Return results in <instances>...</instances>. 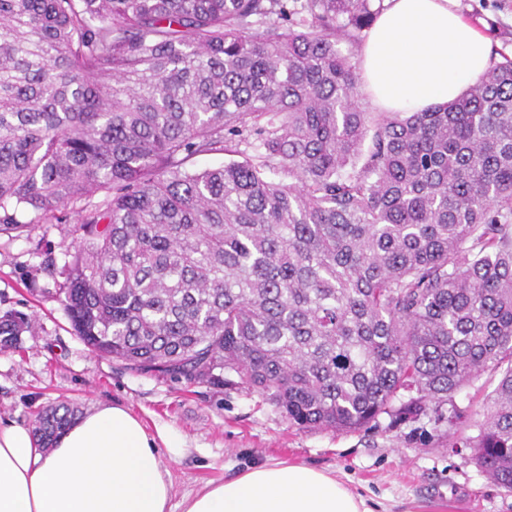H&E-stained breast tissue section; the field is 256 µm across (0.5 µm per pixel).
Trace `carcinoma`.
Returning <instances> with one entry per match:
<instances>
[{
    "label": "carcinoma",
    "instance_id": "cac0c4a2",
    "mask_svg": "<svg viewBox=\"0 0 512 512\" xmlns=\"http://www.w3.org/2000/svg\"><path fill=\"white\" fill-rule=\"evenodd\" d=\"M384 8L0 0V232L71 205L62 302L92 351L233 374L303 428L457 419L495 373L455 447L511 491L512 57L450 104L366 112L338 43ZM29 328L1 317L0 348ZM73 415L40 417L39 445Z\"/></svg>",
    "mask_w": 512,
    "mask_h": 512
}]
</instances>
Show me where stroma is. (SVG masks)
Instances as JSON below:
<instances>
[{
  "instance_id": "obj_1",
  "label": "stroma",
  "mask_w": 512,
  "mask_h": 512,
  "mask_svg": "<svg viewBox=\"0 0 512 512\" xmlns=\"http://www.w3.org/2000/svg\"><path fill=\"white\" fill-rule=\"evenodd\" d=\"M455 9L489 37L493 52L512 57V0H454ZM31 234L0 233V316L22 313L32 326L17 347L0 350V418L34 427L39 413L66 404L85 412L118 402L146 426L177 430L192 452L170 464L172 512L183 495L235 477L267 461L301 463L329 472L366 499L373 512H512V492L491 483L451 449L481 419L497 380L482 374L454 396L466 414L449 426L428 413L409 422L380 415L355 432L305 429L267 398L238 384L214 387L136 372L95 354L75 334L58 293L59 272L77 239L71 208ZM52 254L58 270L42 268Z\"/></svg>"
}]
</instances>
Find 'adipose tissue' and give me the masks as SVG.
<instances>
[{
  "instance_id": "1",
  "label": "adipose tissue",
  "mask_w": 512,
  "mask_h": 512,
  "mask_svg": "<svg viewBox=\"0 0 512 512\" xmlns=\"http://www.w3.org/2000/svg\"><path fill=\"white\" fill-rule=\"evenodd\" d=\"M360 49L361 86L380 112L452 102L491 64L488 37L452 0H386ZM188 450L166 427L148 432L125 406L99 403L40 448L31 430L0 419V512H171L167 462ZM182 512H371L336 478L265 463L187 495Z\"/></svg>"
}]
</instances>
